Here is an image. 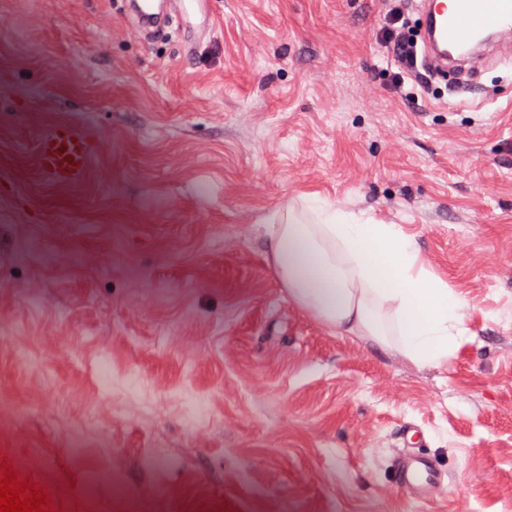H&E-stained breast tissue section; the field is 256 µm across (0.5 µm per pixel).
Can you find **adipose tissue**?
<instances>
[{
    "mask_svg": "<svg viewBox=\"0 0 512 512\" xmlns=\"http://www.w3.org/2000/svg\"><path fill=\"white\" fill-rule=\"evenodd\" d=\"M267 246L289 298L338 335L397 350L421 367L454 355L463 301L426 268L401 225L308 198L271 225Z\"/></svg>",
    "mask_w": 512,
    "mask_h": 512,
    "instance_id": "1",
    "label": "adipose tissue"
}]
</instances>
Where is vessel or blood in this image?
<instances>
[{
    "label": "vessel or blood",
    "instance_id": "1",
    "mask_svg": "<svg viewBox=\"0 0 512 512\" xmlns=\"http://www.w3.org/2000/svg\"><path fill=\"white\" fill-rule=\"evenodd\" d=\"M158 0H132L133 18L129 31L134 38H145L163 14ZM185 51H192L198 34L210 32L215 19L210 0H178ZM422 16L420 39L427 69L437 78L454 75L457 80L471 77L481 61L474 54L453 56V49L473 45L481 34L512 35V0H419ZM37 160L42 173L51 181L79 186L90 167L92 154L86 132L70 125H58L37 139ZM396 474L401 484L415 489L418 498L440 486L441 475L425 454L400 457Z\"/></svg>",
    "mask_w": 512,
    "mask_h": 512
}]
</instances>
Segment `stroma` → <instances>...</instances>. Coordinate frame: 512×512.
I'll return each mask as SVG.
<instances>
[{
	"mask_svg": "<svg viewBox=\"0 0 512 512\" xmlns=\"http://www.w3.org/2000/svg\"><path fill=\"white\" fill-rule=\"evenodd\" d=\"M386 9L211 0L188 55L119 0H0V448L60 512H512V65L402 98ZM58 124L77 187L37 163ZM306 195L414 236L464 301L446 364L289 298L266 228ZM63 145L66 150L57 154ZM36 146L39 167L49 180L72 187L82 184L92 159L86 132L71 125L54 126L37 138ZM68 156L73 163L68 162ZM396 474L401 484L415 489L419 499L426 498L442 483L441 474L432 459L420 453L400 457L396 464Z\"/></svg>",
	"mask_w": 512,
	"mask_h": 512,
	"instance_id": "35a3bbf8",
	"label": "stroma"
}]
</instances>
